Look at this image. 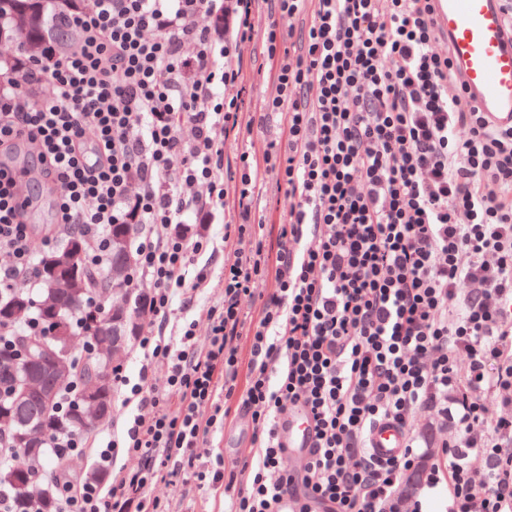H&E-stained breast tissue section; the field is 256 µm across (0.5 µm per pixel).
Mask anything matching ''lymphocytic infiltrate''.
<instances>
[{"label": "lymphocytic infiltrate", "mask_w": 512, "mask_h": 512, "mask_svg": "<svg viewBox=\"0 0 512 512\" xmlns=\"http://www.w3.org/2000/svg\"><path fill=\"white\" fill-rule=\"evenodd\" d=\"M75 23L72 47L46 45L0 81V154L33 148L55 235L83 236L88 265L104 266L112 225H139L138 346L166 375L131 388L115 374L138 408L120 438L53 440L112 470L105 485L61 482L57 512H166L145 494L160 481L220 490L203 446L235 406L253 436L224 512H275L287 488L295 512H422L397 495L422 457L413 415L444 426L452 403L461 435L426 487L447 488L449 512H512V126L474 105L435 0H87ZM255 41L277 92L253 113L242 49ZM271 117L262 155L225 158L226 139ZM271 181L290 200L273 226L259 207ZM29 205L25 173L0 165V290L34 280ZM223 207L222 298L171 339L172 300L210 287L193 261L213 247L174 226ZM296 403L315 433L299 469L275 437ZM384 420L407 436L386 460L369 449ZM120 455L135 467L113 469Z\"/></svg>", "instance_id": "obj_1"}]
</instances>
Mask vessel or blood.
<instances>
[{"instance_id":"b4317fda","label":"vessel or blood","mask_w":512,"mask_h":512,"mask_svg":"<svg viewBox=\"0 0 512 512\" xmlns=\"http://www.w3.org/2000/svg\"><path fill=\"white\" fill-rule=\"evenodd\" d=\"M502 0H436L437 23L447 36L452 60L475 103L498 125H512V37L501 14ZM277 433L294 466L309 456L313 424L302 406L281 415ZM405 443L402 430L378 424L370 436L376 456L398 455Z\"/></svg>"}]
</instances>
